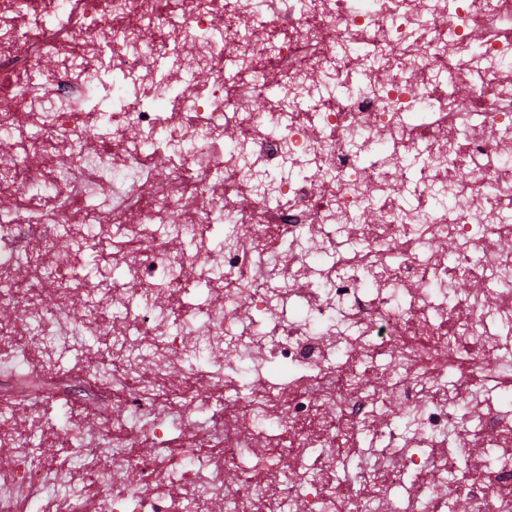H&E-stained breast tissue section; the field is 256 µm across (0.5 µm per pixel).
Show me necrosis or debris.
I'll return each mask as SVG.
<instances>
[{
	"label": "necrosis or debris",
	"mask_w": 512,
	"mask_h": 512,
	"mask_svg": "<svg viewBox=\"0 0 512 512\" xmlns=\"http://www.w3.org/2000/svg\"><path fill=\"white\" fill-rule=\"evenodd\" d=\"M188 53L205 81L185 75ZM43 62L45 82L30 81ZM476 62L491 86L461 94ZM258 69L271 80L254 82ZM0 93L13 101L0 134L23 123L39 132L0 170V190L26 210L56 199L39 223L0 225V304L17 309L0 320V351H46L67 322L84 248L57 259L61 229L92 224L113 237L131 278L165 299L130 322L90 317L88 332L121 348L116 384L129 411L94 437L114 471L94 512H213L218 501L224 512H447L459 495L468 512H512V0H311L303 11L294 0H0ZM97 97L111 110L92 107ZM133 142L164 145L163 171ZM364 151L385 163L362 169ZM416 152L428 163L409 203L400 186ZM286 163L299 177L252 185L251 174ZM105 186L111 199L86 209ZM218 214L229 232L215 255L205 236ZM167 229L194 250L170 246ZM329 251L335 263L312 272L311 257ZM188 266L211 277L205 312L181 303ZM259 315L278 342L233 334ZM360 344L384 359L371 367L379 391L350 361ZM267 364L296 380L269 386ZM228 370L250 377V392L200 399L202 372L219 385ZM383 389L430 452L386 450L336 489L340 452L376 418ZM200 406L213 424L165 448L169 422ZM271 424L281 443L257 448ZM145 432L154 447H140ZM486 435L497 466L434 493L428 473H448L454 452ZM20 439L0 425L14 480L43 488L53 458L30 464ZM315 446L319 472L284 508L275 475L304 468ZM206 450L213 471L198 480Z\"/></svg>",
	"instance_id": "4bbe7bcc"
}]
</instances>
